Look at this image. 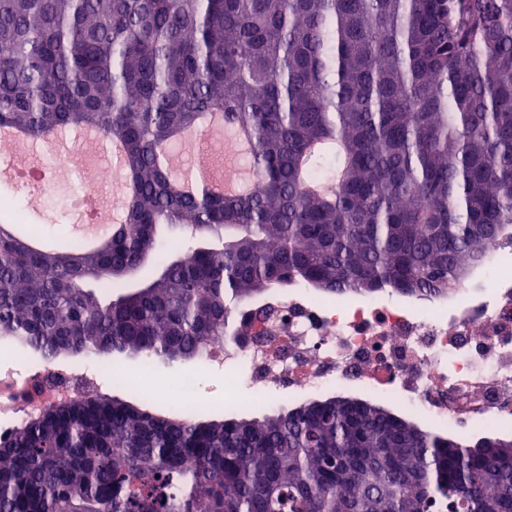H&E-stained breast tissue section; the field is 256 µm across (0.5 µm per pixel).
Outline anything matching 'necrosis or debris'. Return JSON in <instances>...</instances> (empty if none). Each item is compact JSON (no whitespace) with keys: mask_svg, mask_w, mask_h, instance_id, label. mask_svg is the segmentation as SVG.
Segmentation results:
<instances>
[{"mask_svg":"<svg viewBox=\"0 0 512 512\" xmlns=\"http://www.w3.org/2000/svg\"><path fill=\"white\" fill-rule=\"evenodd\" d=\"M512 229L488 246L486 259L448 295L400 300L323 297L303 286L273 289L264 301L273 317L232 309L230 339L208 346L209 364L223 367L224 394L240 384L278 401L294 392L352 386L413 409L455 430L475 422L512 423ZM107 382L95 362L31 368L0 383V437L11 435L40 407L100 392ZM130 389L177 408L197 386L184 371L179 391L165 380Z\"/></svg>","mask_w":512,"mask_h":512,"instance_id":"necrosis-or-debris-1","label":"necrosis or debris"}]
</instances>
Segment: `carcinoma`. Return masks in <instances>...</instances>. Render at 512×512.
<instances>
[{
    "mask_svg": "<svg viewBox=\"0 0 512 512\" xmlns=\"http://www.w3.org/2000/svg\"><path fill=\"white\" fill-rule=\"evenodd\" d=\"M215 112L254 179L185 194L157 157ZM2 125L95 129L128 192L93 250L31 249L0 198V335L195 360L272 288L446 294L512 224V0H0ZM0 512H512V447L342 396L240 420L83 397L0 440Z\"/></svg>",
    "mask_w": 512,
    "mask_h": 512,
    "instance_id": "carcinoma-1",
    "label": "carcinoma"
}]
</instances>
